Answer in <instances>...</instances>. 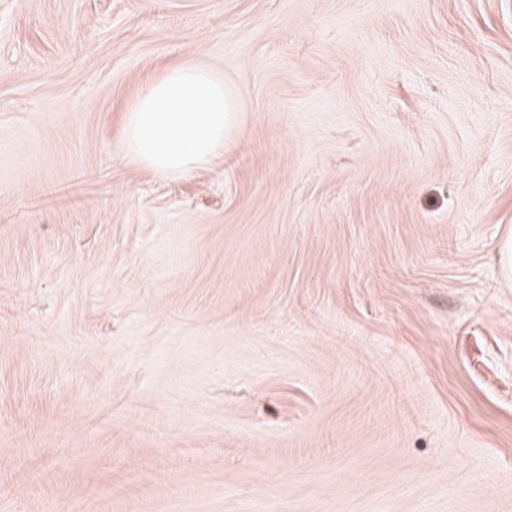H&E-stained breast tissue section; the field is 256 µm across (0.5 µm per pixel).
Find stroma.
<instances>
[{"label":"stroma","mask_w":512,"mask_h":512,"mask_svg":"<svg viewBox=\"0 0 512 512\" xmlns=\"http://www.w3.org/2000/svg\"><path fill=\"white\" fill-rule=\"evenodd\" d=\"M510 225L512 0H0V512H512ZM235 101L224 79L183 63L144 83L126 109V154L165 176H182L224 155ZM498 264L500 275L512 279V227L507 228L498 243Z\"/></svg>","instance_id":"35a3bbf8"}]
</instances>
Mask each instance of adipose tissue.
<instances>
[{
    "instance_id": "1",
    "label": "adipose tissue",
    "mask_w": 512,
    "mask_h": 512,
    "mask_svg": "<svg viewBox=\"0 0 512 512\" xmlns=\"http://www.w3.org/2000/svg\"><path fill=\"white\" fill-rule=\"evenodd\" d=\"M235 101L211 70L184 63L144 83L126 109L123 139L137 164L182 176L224 154Z\"/></svg>"
}]
</instances>
